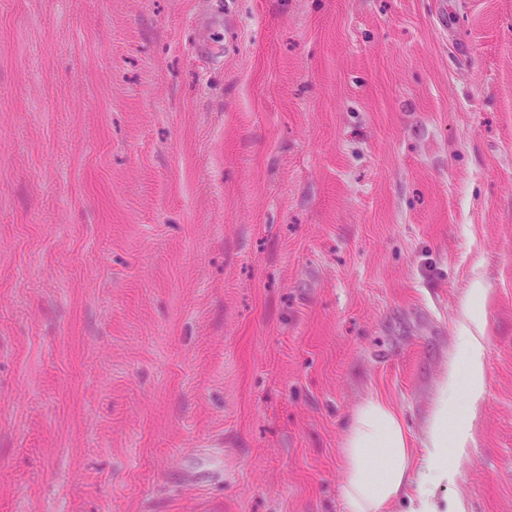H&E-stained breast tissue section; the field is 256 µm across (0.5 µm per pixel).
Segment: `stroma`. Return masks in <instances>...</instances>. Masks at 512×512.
<instances>
[{
  "mask_svg": "<svg viewBox=\"0 0 512 512\" xmlns=\"http://www.w3.org/2000/svg\"><path fill=\"white\" fill-rule=\"evenodd\" d=\"M477 285L512 512V0H0V512H342Z\"/></svg>",
  "mask_w": 512,
  "mask_h": 512,
  "instance_id": "stroma-1",
  "label": "stroma"
}]
</instances>
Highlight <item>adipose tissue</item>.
<instances>
[{
    "label": "adipose tissue",
    "mask_w": 512,
    "mask_h": 512,
    "mask_svg": "<svg viewBox=\"0 0 512 512\" xmlns=\"http://www.w3.org/2000/svg\"><path fill=\"white\" fill-rule=\"evenodd\" d=\"M460 341L468 371L467 396L472 408L484 394V336L477 318L461 322ZM456 360H449L425 430L422 458H415L402 417L385 399L372 395L356 408L343 437L344 512H387L409 499V512H465L447 505L434 492L447 482L455 460L472 441L471 412L449 419L448 404L458 384Z\"/></svg>",
    "instance_id": "obj_1"
}]
</instances>
